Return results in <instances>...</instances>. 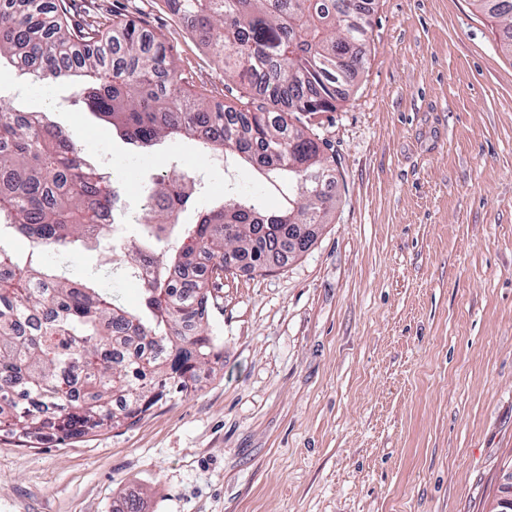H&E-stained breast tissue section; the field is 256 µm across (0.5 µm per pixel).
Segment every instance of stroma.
<instances>
[{
	"instance_id": "stroma-1",
	"label": "stroma",
	"mask_w": 512,
	"mask_h": 512,
	"mask_svg": "<svg viewBox=\"0 0 512 512\" xmlns=\"http://www.w3.org/2000/svg\"><path fill=\"white\" fill-rule=\"evenodd\" d=\"M79 22L160 36L190 88L226 102L224 69L166 0H73ZM474 0H374L351 96L315 116L336 156V207L312 245L212 288L220 357L195 392L131 426L29 445L0 433V512H495L512 475V57ZM0 63V107L46 114L102 171L188 172L193 222L225 188L281 195L189 140L133 147L67 81ZM70 278L111 253L50 255Z\"/></svg>"
}]
</instances>
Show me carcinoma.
<instances>
[{"instance_id":"obj_1","label":"carcinoma","mask_w":512,"mask_h":512,"mask_svg":"<svg viewBox=\"0 0 512 512\" xmlns=\"http://www.w3.org/2000/svg\"><path fill=\"white\" fill-rule=\"evenodd\" d=\"M351 2L167 0L224 65L228 91L243 89L236 104L214 108L206 89L186 85L165 43L134 21L100 28L73 22L70 0H0V60L31 61L40 80L82 79L91 109L125 139L150 147L189 138L227 165L249 163L284 199L270 211L227 194L185 224L194 181L158 178L141 196L131 250L116 224L98 223L102 209L122 211L121 196L85 180L83 149L52 125L0 107V239L29 242L22 259L0 245V431L23 443L45 429L85 435L134 424L160 401L196 390L203 366L218 357L203 320L227 257L266 271L311 245L297 225L326 224L335 208L336 160L312 118L348 100L364 64L366 31ZM474 2L503 20L512 54V0ZM319 170L314 197L307 176ZM90 244L126 256L121 273L130 281L141 259L151 260L141 309L48 261ZM110 341L128 354L104 350Z\"/></svg>"}]
</instances>
